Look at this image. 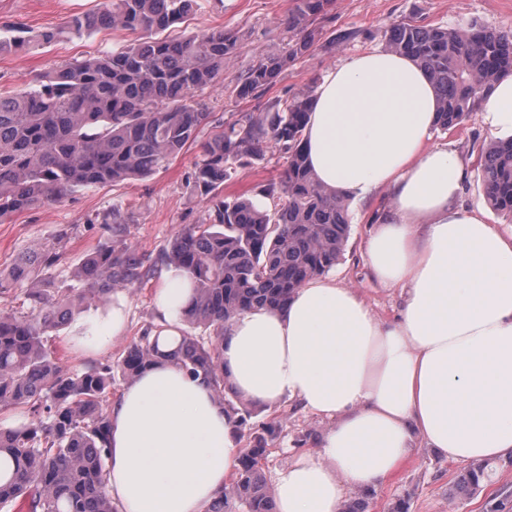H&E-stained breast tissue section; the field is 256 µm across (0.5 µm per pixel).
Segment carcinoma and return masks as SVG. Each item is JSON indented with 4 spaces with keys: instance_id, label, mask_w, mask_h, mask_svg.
<instances>
[{
    "instance_id": "cac0c4a2",
    "label": "carcinoma",
    "mask_w": 512,
    "mask_h": 512,
    "mask_svg": "<svg viewBox=\"0 0 512 512\" xmlns=\"http://www.w3.org/2000/svg\"><path fill=\"white\" fill-rule=\"evenodd\" d=\"M331 3L296 0L288 55L253 65L237 84L240 99L260 100L289 63L316 49L321 32L315 23ZM201 7L200 0H110L73 16L67 33L82 38L112 29L135 39L50 69L35 88H0V221L90 187L150 177L197 145L194 183L214 200L210 222L180 228L150 265L124 246L128 217L112 209L107 236L70 272L75 290L56 287L71 228L0 270V299L18 289L24 298L20 311L0 309V406L26 408L38 418L35 425H0V459L10 468L0 479V512H116L106 490L107 398L117 379L129 382L160 352L149 329L114 366L61 372L45 338L73 318L72 292L82 302H103L153 275L160 263L181 270L193 289L181 323L210 334L204 339L181 331L168 357L189 375L206 378L241 427L246 410L226 398L233 386L222 361L224 323L247 309L284 305L306 281L334 268L344 251L350 228L344 197L318 185L306 164L312 97L280 99L266 112H242L228 124L194 101L224 74L237 45L236 32L224 28L171 35ZM387 45L430 74L442 130L470 117L494 84L512 74V33L484 26L459 32L410 17L392 24ZM205 130L209 137L201 142ZM270 142L286 159L283 179L261 190L271 208L247 197L221 199L237 166L259 157ZM481 175L493 207L512 214V138L481 155ZM267 452L264 435L252 434L231 484L207 512H275L262 475ZM489 477V464L471 465L449 498L477 492Z\"/></svg>"
}]
</instances>
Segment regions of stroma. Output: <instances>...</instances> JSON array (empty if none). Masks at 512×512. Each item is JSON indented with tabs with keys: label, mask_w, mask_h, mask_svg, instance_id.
<instances>
[{
	"label": "stroma",
	"mask_w": 512,
	"mask_h": 512,
	"mask_svg": "<svg viewBox=\"0 0 512 512\" xmlns=\"http://www.w3.org/2000/svg\"><path fill=\"white\" fill-rule=\"evenodd\" d=\"M101 3L102 0H0V28L8 25L35 33L54 28L61 32L49 45L0 53V87L27 89L52 67L125 44L129 35L120 30H104L82 39L66 34L72 16L95 10ZM294 7L295 0H203L202 10L188 23L189 29L224 27L238 33L236 53L223 77L196 96L215 118L227 122L238 113L255 111L260 104L267 106L286 97L315 94L325 73L350 56L385 49L390 25L407 17L451 29L479 24L512 32V0H333L319 47L294 61L261 102L239 99L237 82L252 65L264 56L287 54L291 45L288 18ZM494 140L476 110L452 129L433 130L431 142L450 145L466 161V180L458 204L481 215L487 223L512 225V215L496 210L481 189L479 159ZM197 160L198 151L192 148L149 178L115 188H88L59 202L1 220L0 269H9L21 252L52 244L59 231L67 227L74 230L66 248L67 264L77 266L101 240L103 222L116 207L129 218L127 246L138 254L156 256L183 225L209 221L212 201L201 195L193 183ZM284 169L278 147L267 144L260 157L239 168L235 182L225 185L223 196L230 201L244 193L260 199L262 187L279 180ZM391 208V197L383 190L367 201L349 202L350 235L341 260L331 271L337 282L356 288L383 320L394 317L400 294L398 289L384 288L369 280L362 245L376 218ZM165 277L161 270L125 288L126 329L97 353L74 350L76 328L99 324L112 304H81L71 324L47 338L61 371L116 363L135 337L155 325L154 297ZM268 423L274 425L275 432L268 438L269 451L262 468L266 483L271 486L278 472L299 452L317 450L328 422L306 411L296 400L272 408L251 407L248 428L258 432ZM466 468V463L449 460L429 448H418L379 492L369 495L368 512H391L392 506L400 502L405 503L408 512H512V466L497 467L491 482L475 495L449 500V488Z\"/></svg>",
	"instance_id": "35a3bbf8"
}]
</instances>
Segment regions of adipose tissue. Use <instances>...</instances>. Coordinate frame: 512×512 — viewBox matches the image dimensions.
<instances>
[{
	"mask_svg": "<svg viewBox=\"0 0 512 512\" xmlns=\"http://www.w3.org/2000/svg\"><path fill=\"white\" fill-rule=\"evenodd\" d=\"M437 90L410 58L378 50L329 71L308 116L317 181L393 210L365 245L379 282L400 287L394 320L335 279L317 277L277 309L224 328V367L257 405L299 400L329 420L319 449L280 471L277 512H340L346 490H376L418 444L453 461L512 457V229L454 199L464 164L431 144ZM492 134L512 136V75L481 104ZM192 297L170 270L158 291L161 351L177 342ZM124 296L78 346L100 350L125 327ZM107 489L121 512H206L234 472L237 424L207 379L162 360L125 384L110 410Z\"/></svg>",
	"mask_w": 512,
	"mask_h": 512,
	"instance_id": "adipose-tissue-1",
	"label": "adipose tissue"
}]
</instances>
